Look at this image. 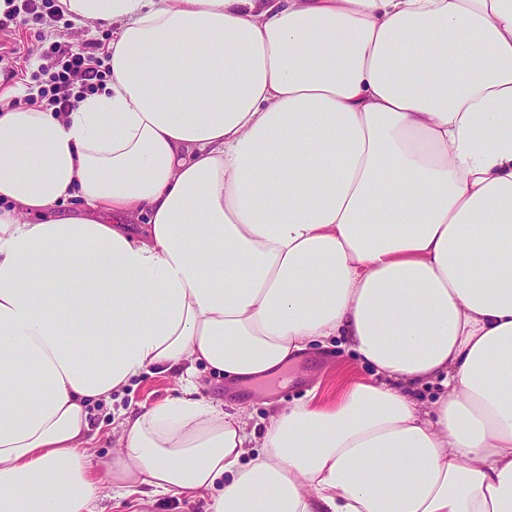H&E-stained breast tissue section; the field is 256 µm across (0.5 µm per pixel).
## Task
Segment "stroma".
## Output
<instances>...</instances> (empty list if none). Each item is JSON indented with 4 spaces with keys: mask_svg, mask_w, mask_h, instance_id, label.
I'll return each mask as SVG.
<instances>
[{
    "mask_svg": "<svg viewBox=\"0 0 512 512\" xmlns=\"http://www.w3.org/2000/svg\"><path fill=\"white\" fill-rule=\"evenodd\" d=\"M59 34L73 50L94 53L105 57L112 42V29L97 23L63 17L56 24ZM45 27L33 16L0 27V49L27 47L31 56L20 60L22 78L4 83L0 81V93H12L23 97L25 92L43 85L53 63V55L41 35ZM288 382L274 378L260 385L241 388L224 377L199 369L198 379L206 397L223 401L225 410L242 409L246 431L250 440L261 439L275 409L305 399L307 393L317 398H333L348 380L368 376L348 346L316 344L300 354L287 369ZM178 387L175 373L152 371L142 374L112 396L111 404H98L91 408L89 421L96 435V452L109 456L116 449L115 439L119 423L129 413L145 405L165 401L174 396ZM105 512H208L205 498L156 495L149 503H141L139 495L105 501Z\"/></svg>",
    "mask_w": 512,
    "mask_h": 512,
    "instance_id": "obj_1",
    "label": "stroma"
}]
</instances>
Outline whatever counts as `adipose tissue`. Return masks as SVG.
Returning <instances> with one entry per match:
<instances>
[{"label":"adipose tissue","mask_w":512,"mask_h":512,"mask_svg":"<svg viewBox=\"0 0 512 512\" xmlns=\"http://www.w3.org/2000/svg\"><path fill=\"white\" fill-rule=\"evenodd\" d=\"M61 3L118 29L70 111L0 97V512H103L104 479L512 512V0ZM333 336L379 381L277 410L257 452L200 391ZM152 369L178 394L98 456L90 406Z\"/></svg>","instance_id":"obj_1"}]
</instances>
